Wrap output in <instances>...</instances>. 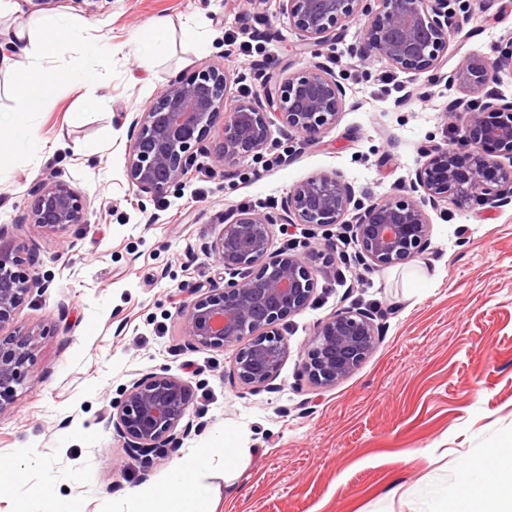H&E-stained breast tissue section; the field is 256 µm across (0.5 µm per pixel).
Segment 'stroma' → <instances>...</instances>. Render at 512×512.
I'll return each mask as SVG.
<instances>
[{
	"instance_id": "obj_1",
	"label": "stroma",
	"mask_w": 512,
	"mask_h": 512,
	"mask_svg": "<svg viewBox=\"0 0 512 512\" xmlns=\"http://www.w3.org/2000/svg\"><path fill=\"white\" fill-rule=\"evenodd\" d=\"M53 5L82 18L83 37L42 66L75 76L31 113L27 139L0 126L11 149L0 166V243L23 246L42 279L0 328L40 335L29 389L0 412V463L13 469L0 512H58L64 502L133 512L143 484L165 485L202 450L197 512H454L462 463L490 461L512 440V206L441 203L428 212L423 255L380 269L362 266L356 247L336 251L339 226L274 225L273 249L297 251L312 238L305 259L316 291L282 322L290 353L270 390L242 389L235 348L187 345L178 308L187 288L231 281L206 248L242 203L280 214L294 185L335 171L364 203L402 194L422 148L454 145L444 114L458 89L360 60L353 49L367 21L354 19L321 57L346 105L319 139L272 121L271 144L292 155L268 171L262 154L220 161L224 124L216 122L191 178L153 197L127 177L135 113L204 65L230 73L235 100L259 89L258 71L298 73L310 53L287 17L258 0ZM159 18L168 45L146 68L134 47ZM457 19L463 32L444 70L466 54L495 59L512 46L507 0H459ZM228 35L250 42V56H225ZM401 85L412 97L400 104ZM103 94L106 107L73 121ZM51 176L82 194L87 223L62 234L30 224V188ZM343 309L374 313L376 347L336 385L314 387L304 352L316 324ZM162 371L189 381L205 426L145 470L127 456L108 412L133 381Z\"/></svg>"
}]
</instances>
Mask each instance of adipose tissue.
I'll return each instance as SVG.
<instances>
[{
	"instance_id": "1",
	"label": "adipose tissue",
	"mask_w": 512,
	"mask_h": 512,
	"mask_svg": "<svg viewBox=\"0 0 512 512\" xmlns=\"http://www.w3.org/2000/svg\"><path fill=\"white\" fill-rule=\"evenodd\" d=\"M79 33L76 17L57 10L45 17L40 30L19 26L7 32L6 40L13 53L0 57V67L13 70L20 103H27L31 96L49 84L69 79L70 74L66 71L46 74L40 62L52 56L60 42L76 38ZM494 459L499 469L506 472L505 477L494 484L483 480L484 463L464 464L463 485L470 493L460 498L457 512H512V448L497 449ZM203 462L200 456L182 461L173 473L166 493H158L153 485H143L136 493V512H196L198 487L195 474Z\"/></svg>"
}]
</instances>
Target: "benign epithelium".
Listing matches in <instances>:
<instances>
[{
  "label": "benign epithelium",
  "mask_w": 512,
  "mask_h": 512,
  "mask_svg": "<svg viewBox=\"0 0 512 512\" xmlns=\"http://www.w3.org/2000/svg\"><path fill=\"white\" fill-rule=\"evenodd\" d=\"M454 0H276L278 10L298 32L303 50L314 58L297 75L268 77L262 91L226 106L230 74L207 65L183 76L131 122L127 176L141 193L159 196L193 168L219 115H224V161L260 154L270 136L268 109L282 125L315 140L345 107L346 92L323 63L322 49L336 44L349 22L368 20L367 37L354 49L361 60L380 58L393 68L426 75L429 84L459 86L462 96L446 111L460 136L458 147L429 146L411 180L409 194L367 206L354 200L342 175L320 173L296 184L274 216L242 209L206 247L226 270L247 274L224 286L199 285L180 307L183 337L191 347H238L234 371L249 389L271 388L288 359L289 346L277 325L301 312L315 291L304 257L272 250L271 228L288 224L326 227L353 216L359 258L382 268L421 255L427 243L428 208L441 202L465 206L476 199L494 207L512 204V101L485 91L512 52L491 62L469 54L442 72V60L457 31ZM31 223L62 232L87 221L81 194L69 184L42 179L31 188ZM21 248L0 247V328L10 321L34 285L23 269ZM376 345L374 318L345 310L319 322L307 348L305 370L312 384L327 387L352 374ZM38 347V334L0 337V412L26 384ZM190 385L184 379L151 373L135 380L111 404L108 422L129 456L148 468L203 425L202 411H190Z\"/></svg>",
  "instance_id": "obj_1"
}]
</instances>
